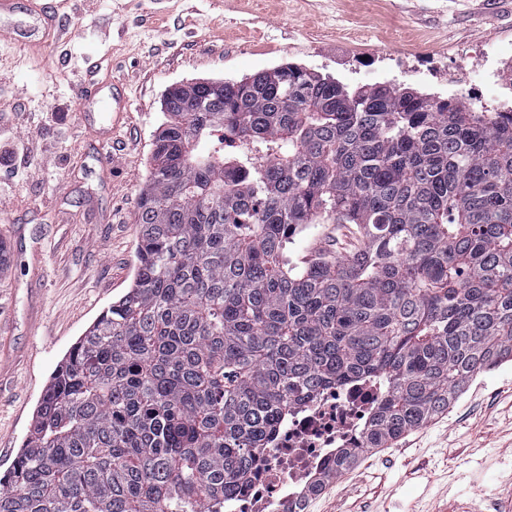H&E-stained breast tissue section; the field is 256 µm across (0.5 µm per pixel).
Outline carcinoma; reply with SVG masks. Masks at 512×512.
Wrapping results in <instances>:
<instances>
[{
	"instance_id": "obj_1",
	"label": "carcinoma",
	"mask_w": 512,
	"mask_h": 512,
	"mask_svg": "<svg viewBox=\"0 0 512 512\" xmlns=\"http://www.w3.org/2000/svg\"><path fill=\"white\" fill-rule=\"evenodd\" d=\"M130 288L70 348L0 476V512H224L322 384L374 374L389 448L512 361V122L285 63L164 100ZM314 224L347 258L298 262ZM315 225L308 232L297 236L294 246L295 257L306 260L315 253H322L343 258L358 248L359 237L353 224Z\"/></svg>"
}]
</instances>
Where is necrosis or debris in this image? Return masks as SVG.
<instances>
[{
	"label": "necrosis or debris",
	"mask_w": 512,
	"mask_h": 512,
	"mask_svg": "<svg viewBox=\"0 0 512 512\" xmlns=\"http://www.w3.org/2000/svg\"><path fill=\"white\" fill-rule=\"evenodd\" d=\"M509 62L512 44L491 43L452 80L467 87L469 99L496 103L491 118L499 123L512 120V110L498 105L512 87L504 73ZM385 395L384 381L372 377L320 387L278 422L269 446L255 454L242 490L225 501V512H311L309 487L343 449L355 445Z\"/></svg>",
	"instance_id": "1"
}]
</instances>
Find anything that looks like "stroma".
<instances>
[{
	"mask_svg": "<svg viewBox=\"0 0 512 512\" xmlns=\"http://www.w3.org/2000/svg\"><path fill=\"white\" fill-rule=\"evenodd\" d=\"M62 37L0 18L7 94L35 121L15 136L59 144L51 161L12 178L0 168V471L30 429L58 362L133 281L138 200L173 84L236 81L284 63L371 85L377 72L403 88L447 96L435 81L391 68L387 56L420 45L441 72L470 66L489 41L512 43V0H70ZM121 81L127 120L74 93L88 60ZM111 129L114 163L98 161ZM349 224L297 236L295 255L346 257ZM313 512H512V363L481 375L442 418L392 447L365 452Z\"/></svg>",
	"mask_w": 512,
	"mask_h": 512,
	"instance_id": "35a3bbf8",
	"label": "stroma"
}]
</instances>
